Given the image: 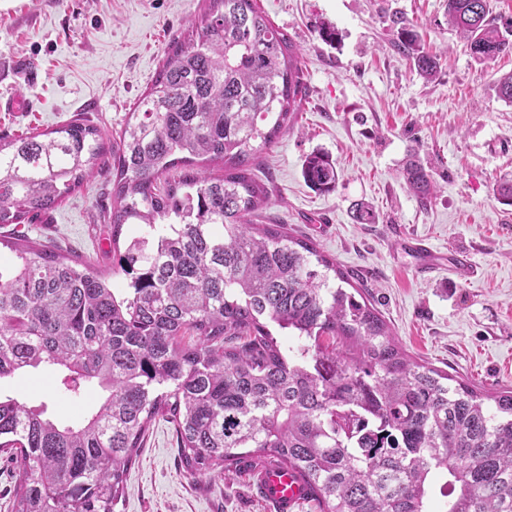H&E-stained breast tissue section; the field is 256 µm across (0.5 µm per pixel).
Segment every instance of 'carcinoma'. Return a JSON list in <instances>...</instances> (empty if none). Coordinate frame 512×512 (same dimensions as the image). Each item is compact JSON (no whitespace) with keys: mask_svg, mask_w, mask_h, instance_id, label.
I'll use <instances>...</instances> for the list:
<instances>
[{"mask_svg":"<svg viewBox=\"0 0 512 512\" xmlns=\"http://www.w3.org/2000/svg\"><path fill=\"white\" fill-rule=\"evenodd\" d=\"M447 2L475 59L512 53V21L491 0ZM393 45L437 74L440 56L410 26ZM300 93L294 46L257 0H209L118 143L79 118L0 137V225L112 168V276L127 280L22 237L0 264V381L52 368L72 398L107 392L72 423L0 397V454L19 474L11 512H114L159 417L190 474L274 461L317 512H512V389L418 362L312 241L251 220L268 199L254 156ZM302 174L320 192L338 180L322 151ZM404 180L427 204L434 185L414 156Z\"/></svg>","mask_w":512,"mask_h":512,"instance_id":"cac0c4a2","label":"carcinoma"}]
</instances>
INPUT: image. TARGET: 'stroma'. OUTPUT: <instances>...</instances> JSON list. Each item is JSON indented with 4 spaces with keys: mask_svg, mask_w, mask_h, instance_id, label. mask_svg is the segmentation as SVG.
<instances>
[{
    "mask_svg": "<svg viewBox=\"0 0 512 512\" xmlns=\"http://www.w3.org/2000/svg\"><path fill=\"white\" fill-rule=\"evenodd\" d=\"M288 33L298 53L305 96L277 143L258 152L253 173L269 199L253 221L285 225L311 239L352 276L396 339L419 362L464 377L493 393L512 386V206L494 195L512 177V104L497 82L512 53L477 62L448 23L446 0H257ZM207 0H16L0 9V99L24 111L0 112V135L55 128L85 114L117 139L141 95L187 35ZM414 25L441 56L430 80L391 45L392 20ZM341 40L323 43L319 22ZM329 152L339 180L318 193L302 177L305 157ZM417 153L435 192L420 204L401 169ZM371 207L374 223L356 219ZM112 175L87 179L56 210L29 224L0 226L75 251L111 269ZM419 238L449 254L468 251L478 268L462 281L449 269L418 275L403 244ZM0 393L50 418L76 420L102 398L90 389L73 399L57 372L44 369L0 383ZM116 512H273L251 476L196 478L185 473L170 424L156 420L129 471Z\"/></svg>",
    "mask_w": 512,
    "mask_h": 512,
    "instance_id": "1",
    "label": "stroma"
}]
</instances>
